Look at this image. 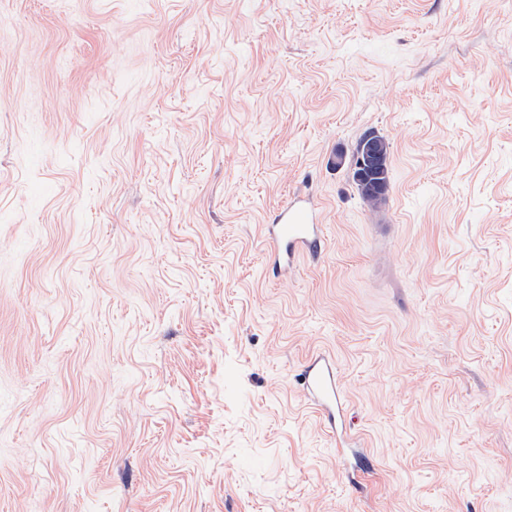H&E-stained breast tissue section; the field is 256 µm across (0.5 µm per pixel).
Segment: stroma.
I'll list each match as a JSON object with an SVG mask.
<instances>
[{
    "mask_svg": "<svg viewBox=\"0 0 512 512\" xmlns=\"http://www.w3.org/2000/svg\"><path fill=\"white\" fill-rule=\"evenodd\" d=\"M0 512H512V0H0ZM365 136V135H364ZM364 138L365 142H370V149L369 154L365 155L366 161L360 160V164L358 165L359 171H357L355 177L358 180L364 179L366 182H368L371 177H373L370 174V168L374 169L377 167H380L385 162V155L382 151L381 147V141L377 133H368ZM362 138V139H363ZM360 140V142L362 141ZM359 142V144H360ZM359 144L356 148V152L360 153L359 151ZM389 144H388V150H387V160L382 168H380L377 171V175H380L379 180H383L384 182H389L390 180V169H389ZM295 198L280 209L276 224H265L262 238L267 246L269 262L282 267L300 253L311 251L321 244V224L316 215ZM304 383L328 427L336 431V435H342L337 426L343 417L345 401L331 363L322 357L313 358L308 364Z\"/></svg>",
    "mask_w": 512,
    "mask_h": 512,
    "instance_id": "obj_1",
    "label": "stroma"
}]
</instances>
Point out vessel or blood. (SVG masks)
Segmentation results:
<instances>
[{"label":"vessel or blood","instance_id":"obj_1","mask_svg":"<svg viewBox=\"0 0 512 512\" xmlns=\"http://www.w3.org/2000/svg\"><path fill=\"white\" fill-rule=\"evenodd\" d=\"M262 238L270 263L282 267L300 253L320 246L321 227L313 211L297 198L280 209L276 223L264 225ZM304 383L328 427L337 428L343 417L345 401L331 363L321 357L313 358Z\"/></svg>","mask_w":512,"mask_h":512}]
</instances>
